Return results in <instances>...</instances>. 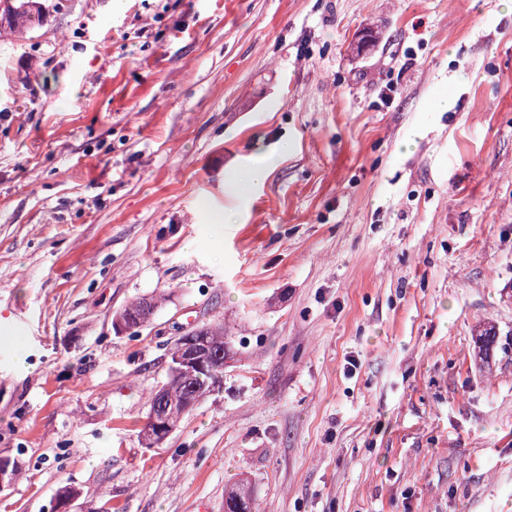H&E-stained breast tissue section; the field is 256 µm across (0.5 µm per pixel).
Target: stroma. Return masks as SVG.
Segmentation results:
<instances>
[{"label":"stroma","instance_id":"1","mask_svg":"<svg viewBox=\"0 0 512 512\" xmlns=\"http://www.w3.org/2000/svg\"><path fill=\"white\" fill-rule=\"evenodd\" d=\"M41 2L0 32V512H512V0ZM292 149L291 143L283 141L280 143L279 148L274 151L247 158L233 172V178L238 189L246 191L265 180L270 173L274 159L287 156ZM157 306L158 301H155L153 298H142L125 308L120 313L114 325L118 329L117 322L119 320L123 321L125 325H139V329L137 330H135L134 327H123V331L125 332L132 333L135 330V333H138L142 327L146 326L151 321ZM190 335L206 338L213 348V362L207 372L202 373L206 370L211 359L210 349L202 337L182 338L179 341L176 364L170 370L167 387L160 391L149 413L147 424L151 427L149 433L152 448L161 447L173 433L171 426L175 430L182 416L193 407L187 410L183 408L180 405V400L185 391L180 388H173L172 396L175 401L170 408L167 419L169 398L166 389L169 385L175 384L191 391L196 387V380L202 373L197 382V387L193 391V393H196V404L216 389H219L223 382L224 360L229 355L228 336H224V326L222 324L204 325L189 331L184 336ZM214 383H218L217 388Z\"/></svg>","mask_w":512,"mask_h":512}]
</instances>
